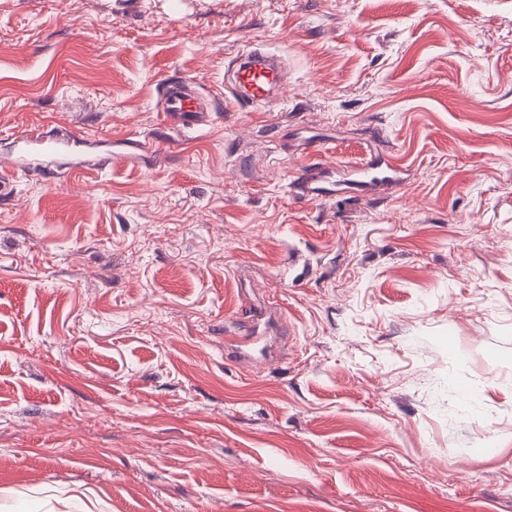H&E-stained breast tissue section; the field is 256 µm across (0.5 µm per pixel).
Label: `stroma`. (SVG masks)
I'll list each match as a JSON object with an SVG mask.
<instances>
[{
  "label": "stroma",
  "instance_id": "35a3bbf8",
  "mask_svg": "<svg viewBox=\"0 0 512 512\" xmlns=\"http://www.w3.org/2000/svg\"><path fill=\"white\" fill-rule=\"evenodd\" d=\"M0 165V512H512V0H0ZM248 54V60L238 66L233 73L235 85L246 87L251 95L252 103H263L276 80V74L272 66L263 58L253 57ZM161 116L166 124L194 127L205 124L210 111L203 97L186 83L163 86Z\"/></svg>",
  "mask_w": 512,
  "mask_h": 512
}]
</instances>
